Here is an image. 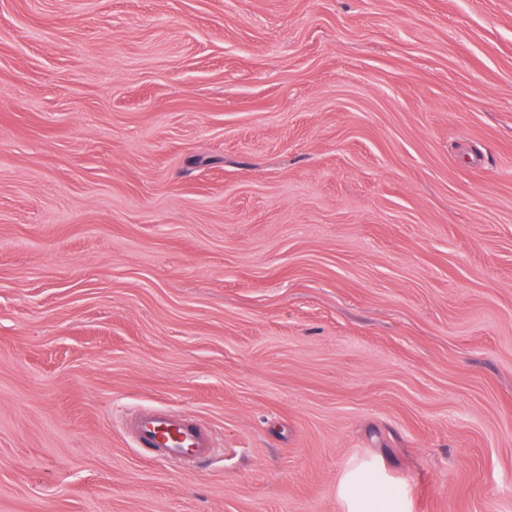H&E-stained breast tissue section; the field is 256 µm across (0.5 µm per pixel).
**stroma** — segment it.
Listing matches in <instances>:
<instances>
[{"mask_svg":"<svg viewBox=\"0 0 512 512\" xmlns=\"http://www.w3.org/2000/svg\"><path fill=\"white\" fill-rule=\"evenodd\" d=\"M351 472L512 512V0H0V512ZM139 448H150L159 458L182 463L211 452L208 430L196 420L157 407L134 414L127 422Z\"/></svg>","mask_w":512,"mask_h":512,"instance_id":"1","label":"stroma"}]
</instances>
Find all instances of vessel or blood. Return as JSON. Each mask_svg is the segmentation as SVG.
Returning a JSON list of instances; mask_svg holds the SVG:
<instances>
[{"instance_id":"vessel-or-blood-1","label":"vessel or blood","mask_w":512,"mask_h":512,"mask_svg":"<svg viewBox=\"0 0 512 512\" xmlns=\"http://www.w3.org/2000/svg\"><path fill=\"white\" fill-rule=\"evenodd\" d=\"M127 427L138 447L151 449L162 459L180 463L211 452V437L204 426L161 407L134 414Z\"/></svg>"}]
</instances>
